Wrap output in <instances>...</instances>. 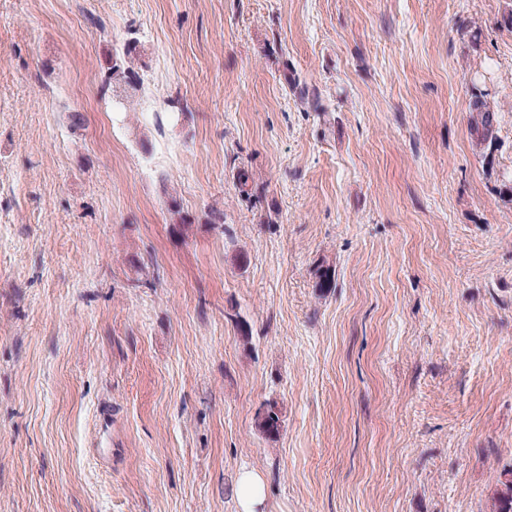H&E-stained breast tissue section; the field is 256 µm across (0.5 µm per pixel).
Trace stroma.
Returning a JSON list of instances; mask_svg holds the SVG:
<instances>
[{
  "mask_svg": "<svg viewBox=\"0 0 512 512\" xmlns=\"http://www.w3.org/2000/svg\"><path fill=\"white\" fill-rule=\"evenodd\" d=\"M510 466L512 0H0V512H485ZM134 53H136V45L126 44L123 51V58L109 63L106 72V83L112 87V94L117 95L118 92H124L126 98L136 95L139 90V77L134 71ZM258 428L266 434L276 435L281 428V416L275 405L264 404L256 412ZM263 501V484L261 479L250 471H244L239 479L240 512H256Z\"/></svg>",
  "mask_w": 512,
  "mask_h": 512,
  "instance_id": "stroma-1",
  "label": "stroma"
}]
</instances>
